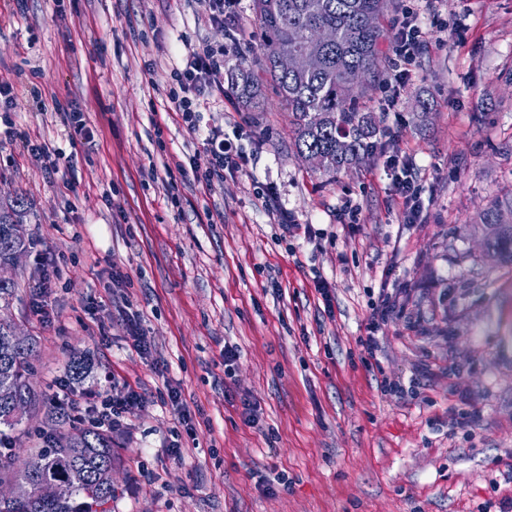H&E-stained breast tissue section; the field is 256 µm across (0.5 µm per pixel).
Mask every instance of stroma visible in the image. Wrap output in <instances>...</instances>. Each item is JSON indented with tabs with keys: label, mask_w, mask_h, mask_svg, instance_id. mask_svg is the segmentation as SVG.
Masks as SVG:
<instances>
[{
	"label": "stroma",
	"mask_w": 512,
	"mask_h": 512,
	"mask_svg": "<svg viewBox=\"0 0 512 512\" xmlns=\"http://www.w3.org/2000/svg\"><path fill=\"white\" fill-rule=\"evenodd\" d=\"M408 10L424 30L409 82L392 108L383 74L362 105L383 113L392 147L413 163L423 210L410 225L381 156L328 179L294 152L252 0H236L220 28L205 22L204 0H0V76L19 94L15 111L0 112V201L26 198L31 242L7 273L16 289L0 319L35 337L36 391L62 384L81 397L74 422L90 424L110 386L146 396L112 433L111 512H478L493 478L512 495V265L488 251L475 222L512 194V0H395L382 25ZM201 42L225 46L226 66L247 59L264 109L230 91L210 102L202 128H223L249 154V173L209 189L177 177L174 207L166 172L200 138L164 105L172 68ZM422 97L432 104L424 130ZM60 105L83 114L90 139L70 145ZM18 129L71 150L58 175L22 154ZM258 183L274 188V210L256 199ZM347 202L357 223L339 221ZM279 210L320 236L284 237ZM384 280L409 300L381 326L371 366L356 339L366 292ZM135 311L146 356L132 347ZM413 320L418 330H408ZM228 343L240 354L231 377ZM76 352L90 358L78 381ZM428 353L482 408L470 434L448 426L447 378L414 401L381 395L383 377H410ZM173 387L189 424L170 406ZM244 397L259 406L260 428L244 423ZM26 425L19 468L45 434L65 431L43 408ZM175 442L178 460L168 454ZM262 478L271 490L259 489Z\"/></svg>",
	"instance_id": "stroma-1"
}]
</instances>
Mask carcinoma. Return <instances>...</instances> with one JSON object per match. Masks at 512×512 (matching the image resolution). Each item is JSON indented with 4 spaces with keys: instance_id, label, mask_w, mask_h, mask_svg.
<instances>
[{
    "instance_id": "obj_1",
    "label": "carcinoma",
    "mask_w": 512,
    "mask_h": 512,
    "mask_svg": "<svg viewBox=\"0 0 512 512\" xmlns=\"http://www.w3.org/2000/svg\"><path fill=\"white\" fill-rule=\"evenodd\" d=\"M389 0H252L260 29L265 71L283 105L291 113L292 146L296 153L311 152L325 158L319 172L334 176L356 168L379 148L383 114L366 112L360 105L368 84L380 78L385 57L381 50L390 35L379 24ZM336 31L334 45L323 50L321 70L303 76L280 72L273 55L281 48L301 49L316 28ZM232 92L248 107L263 110L262 89L249 66L241 62L227 70ZM357 83V92L348 99L341 97L340 86ZM25 211L22 199L9 212L0 213V262H7L17 248L29 247L25 233L16 229L18 217ZM478 224H496L498 229L487 238V247L497 257L512 264V197L496 200L484 209ZM12 324L0 320V379L7 378L25 397L27 408L49 406L58 422L67 424L70 417L64 404L38 395L29 383L30 359L36 341L7 349ZM23 419L5 417L0 403V480L38 484L45 477L57 478L69 485L66 496L46 501L33 498L25 502L0 501V512H109L114 489H101L97 473L112 468L115 455L112 436L94 427L70 426L71 432L31 453L23 470L14 468L15 436ZM85 471L74 480V467Z\"/></svg>"
}]
</instances>
